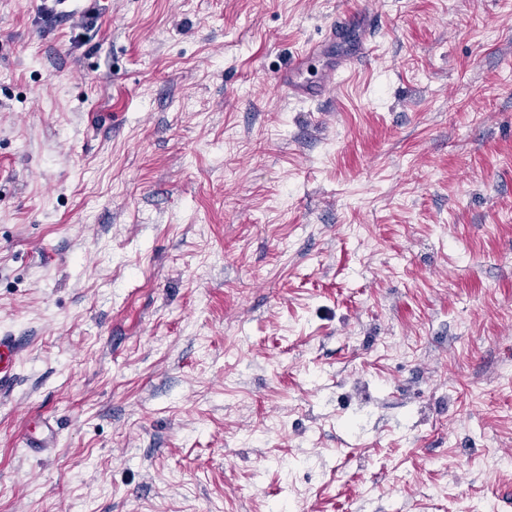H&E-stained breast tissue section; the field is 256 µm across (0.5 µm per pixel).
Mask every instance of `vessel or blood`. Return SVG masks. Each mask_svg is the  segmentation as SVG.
Listing matches in <instances>:
<instances>
[{
  "label": "vessel or blood",
  "mask_w": 512,
  "mask_h": 512,
  "mask_svg": "<svg viewBox=\"0 0 512 512\" xmlns=\"http://www.w3.org/2000/svg\"><path fill=\"white\" fill-rule=\"evenodd\" d=\"M367 41L366 34L355 28L353 15L338 18L330 27L328 43L308 46L298 54L280 75V87L286 89L289 98L298 101L321 99L346 72L367 58ZM19 350L16 337L0 336V387L12 381L7 365Z\"/></svg>",
  "instance_id": "b4317fda"
}]
</instances>
